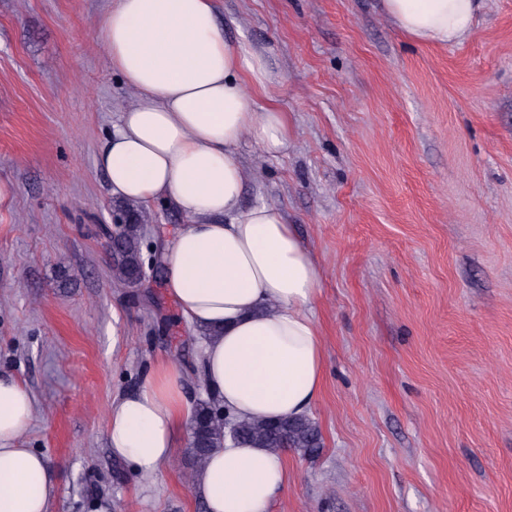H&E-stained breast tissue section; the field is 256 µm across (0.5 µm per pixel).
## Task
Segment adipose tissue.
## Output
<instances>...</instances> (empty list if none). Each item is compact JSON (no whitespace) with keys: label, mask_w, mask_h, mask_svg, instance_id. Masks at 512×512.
Instances as JSON below:
<instances>
[{"label":"adipose tissue","mask_w":512,"mask_h":512,"mask_svg":"<svg viewBox=\"0 0 512 512\" xmlns=\"http://www.w3.org/2000/svg\"><path fill=\"white\" fill-rule=\"evenodd\" d=\"M216 0H110L102 42L136 93L101 148L114 197L169 199L187 218L166 241L164 286L180 317L211 330L200 365L207 386L239 415H305L324 385V341L313 316L320 270L282 210L242 208L243 140L268 152L288 141V117L260 105L265 56L225 38ZM410 39L445 45L472 30L479 0H384ZM36 400L0 374V512H49L57 477L26 434ZM192 415L186 375L156 361L140 389L113 401V456L140 477L170 460ZM288 483L283 456L241 443L213 449L194 489L206 512H269Z\"/></svg>","instance_id":"obj_1"}]
</instances>
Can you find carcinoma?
<instances>
[{"label":"carcinoma","instance_id":"obj_1","mask_svg":"<svg viewBox=\"0 0 512 512\" xmlns=\"http://www.w3.org/2000/svg\"><path fill=\"white\" fill-rule=\"evenodd\" d=\"M125 213L126 221L121 224L118 236L110 242V250L116 254L112 271L116 282L133 285L145 265L141 248L143 223L138 210L129 207ZM195 374L204 395L196 400L190 420L189 462L185 471V479L190 485L205 465L211 449L224 443V404L207 389L201 371L197 370ZM231 427L238 442L266 448L276 454L291 449L309 457L323 447L318 425L307 416L268 420L233 415Z\"/></svg>","mask_w":512,"mask_h":512}]
</instances>
